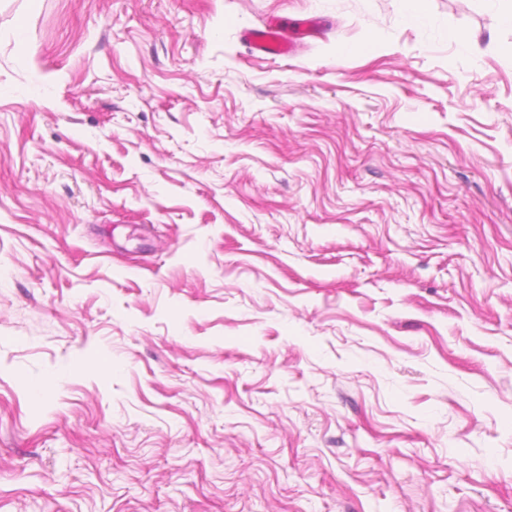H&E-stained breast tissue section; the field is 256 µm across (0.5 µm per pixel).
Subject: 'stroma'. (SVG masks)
<instances>
[{
  "mask_svg": "<svg viewBox=\"0 0 512 512\" xmlns=\"http://www.w3.org/2000/svg\"><path fill=\"white\" fill-rule=\"evenodd\" d=\"M421 8L0 0V512H512V26ZM324 34L314 18L267 19L262 28L245 29L241 41L252 55L290 57L306 39Z\"/></svg>",
  "mask_w": 512,
  "mask_h": 512,
  "instance_id": "obj_1",
  "label": "stroma"
}]
</instances>
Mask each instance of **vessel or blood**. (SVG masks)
<instances>
[{
    "instance_id": "vessel-or-blood-1",
    "label": "vessel or blood",
    "mask_w": 512,
    "mask_h": 512,
    "mask_svg": "<svg viewBox=\"0 0 512 512\" xmlns=\"http://www.w3.org/2000/svg\"><path fill=\"white\" fill-rule=\"evenodd\" d=\"M322 34L318 22L312 18H271L265 21L263 27L244 30L241 41L256 56L290 57L303 41Z\"/></svg>"
}]
</instances>
